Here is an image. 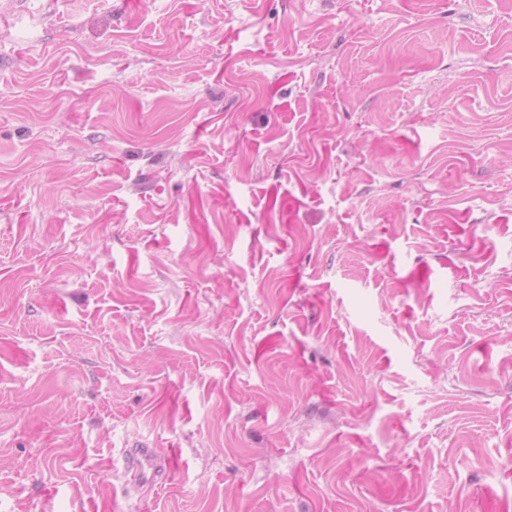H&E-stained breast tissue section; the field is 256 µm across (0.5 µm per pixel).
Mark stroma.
Returning <instances> with one entry per match:
<instances>
[{"label":"stroma","instance_id":"35a3bbf8","mask_svg":"<svg viewBox=\"0 0 512 512\" xmlns=\"http://www.w3.org/2000/svg\"><path fill=\"white\" fill-rule=\"evenodd\" d=\"M0 512H512V0L1 13ZM127 469L135 472L139 484L150 485L158 478L157 455L152 448H129L124 455Z\"/></svg>","mask_w":512,"mask_h":512}]
</instances>
